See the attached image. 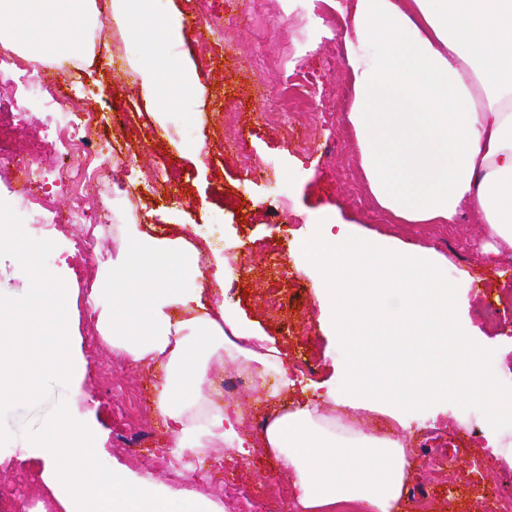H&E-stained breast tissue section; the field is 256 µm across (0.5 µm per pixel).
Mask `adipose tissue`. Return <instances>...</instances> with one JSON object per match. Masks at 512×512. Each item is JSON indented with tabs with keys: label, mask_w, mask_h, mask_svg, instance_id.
Returning a JSON list of instances; mask_svg holds the SVG:
<instances>
[{
	"label": "adipose tissue",
	"mask_w": 512,
	"mask_h": 512,
	"mask_svg": "<svg viewBox=\"0 0 512 512\" xmlns=\"http://www.w3.org/2000/svg\"><path fill=\"white\" fill-rule=\"evenodd\" d=\"M345 64L352 100L347 120L379 208L403 224H453L470 209L485 224L487 260L512 247V0H345ZM96 0H0V40L28 61L69 60L85 51L81 32ZM376 51H367V44ZM112 268L148 275L143 329L123 316L125 289L101 307L105 341L138 365L162 368L155 414L174 447L192 453L245 451L235 404L201 394L210 360L249 373L272 407L260 439L292 480L298 512H339L351 504L401 512L414 468L400 409L446 413L449 400L478 401L488 447L512 463V389L498 387L484 353L458 321L465 280L449 281L448 260L433 249L381 239L344 221L314 225L302 251L326 285L324 320L351 353L348 398L293 396L282 351L234 306L213 305L224 271L200 285V250L187 238H156L116 224ZM187 287H180V280ZM406 339L396 363L380 342ZM364 411L384 418L388 434L344 424ZM45 490L62 512H167L170 493L121 469L87 480L80 443L61 437L40 457Z\"/></svg>",
	"instance_id": "1"
}]
</instances>
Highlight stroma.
<instances>
[{
  "label": "stroma",
  "instance_id": "1",
  "mask_svg": "<svg viewBox=\"0 0 512 512\" xmlns=\"http://www.w3.org/2000/svg\"><path fill=\"white\" fill-rule=\"evenodd\" d=\"M96 2L99 16L87 30L88 57L80 64L84 88L70 96L98 116L115 109L127 113L128 129L104 127L100 134L106 157L129 162L136 188L126 194L104 184L94 190V198L111 197L113 223L150 225L157 238L185 225L187 235L203 247L204 273H212L215 257L228 258L234 274L228 300L276 338L307 397L319 398L330 386L344 389L349 358L338 336L321 327L319 281L299 250L313 223L329 210L379 235L437 249L450 262L449 279L469 275L470 306L462 318L491 369L503 363L512 367V248H503L496 262L484 261L485 228L467 211L451 226L398 224L377 207L362 174L355 132L345 119L350 77L336 29L346 21L330 0H264L258 16L252 0H206L204 14L217 30L200 38L187 29L181 38L164 42L156 41L150 15L134 13L121 28L110 17L109 0ZM218 39L230 49L208 59L202 44ZM161 55L172 59L176 71L166 84L146 91L139 72ZM184 69L202 86L206 109H199L196 96L178 90ZM301 70L317 78L329 101L300 86ZM232 107L238 112L233 127L225 119ZM9 132L26 152L54 145L53 129L36 102L14 116ZM233 143L252 159L249 183H242L232 161ZM339 143L345 153L338 165L325 153ZM170 175L187 187L181 201L165 197ZM283 183L290 199L286 215L281 223H267L253 201ZM81 230L71 224L56 234L48 267L67 288L69 341L84 348L102 336L88 303L91 290L108 302L113 289L132 288L137 281L130 273L97 275L69 244ZM497 299L507 309L492 319L484 305ZM287 321L297 324L298 338L279 335L278 325ZM303 357L311 360L312 370L301 367ZM73 366L69 384L55 385L38 409L9 413L5 425L15 437L0 446V457L40 474L39 448L19 432L26 425L39 428L62 402L91 430L97 456L107 467L151 476L158 486L185 490V499H203L201 477L176 479L160 464L174 451L154 411L157 368L133 364L107 346L96 362L82 355ZM448 412L449 419L436 424L423 409L406 412L410 426L404 438L415 462L407 512H454L448 490L475 464L487 485H500V467L485 462L483 449L469 434L480 426L481 406L452 400ZM203 459L206 471L242 486L254 504L278 493L283 505H290L287 471L261 449L241 456L229 448H211ZM185 499L170 500V512H181Z\"/></svg>",
  "mask_w": 512,
  "mask_h": 512
}]
</instances>
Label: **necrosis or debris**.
Here are the masks:
<instances>
[{
    "mask_svg": "<svg viewBox=\"0 0 512 512\" xmlns=\"http://www.w3.org/2000/svg\"><path fill=\"white\" fill-rule=\"evenodd\" d=\"M3 90L9 94V108L20 109L28 101H40L50 112L55 125L58 150L51 157L31 152L21 156L13 154L7 134L0 130V165L10 164L12 174L24 178L15 212L30 233L50 237L57 230L56 223L45 219L46 214L52 213L54 202L42 191L43 182L51 172L60 174L69 186L66 223L83 224L90 219L98 225L110 223L111 200H101L94 216L90 217L85 208L87 192L106 179L112 180L117 188H124L120 173L126 164L119 160L113 166H106L104 147L93 136L92 113L73 103L63 104L59 90L50 85L40 71L28 68L11 47L0 44V91ZM448 495L460 505V512H512L510 499L489 504L480 471L476 468L450 489Z\"/></svg>",
    "mask_w": 512,
    "mask_h": 512,
    "instance_id": "1",
    "label": "necrosis or debris"
}]
</instances>
